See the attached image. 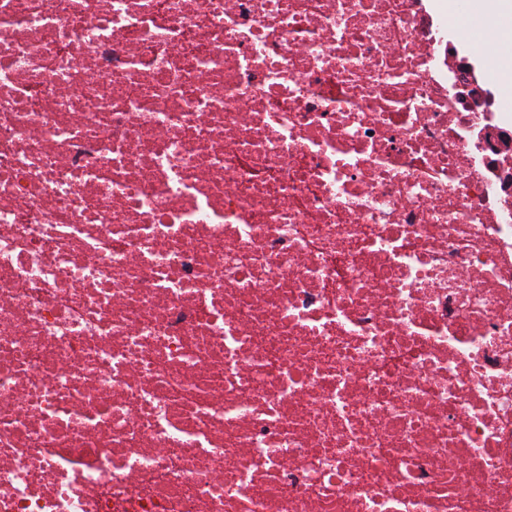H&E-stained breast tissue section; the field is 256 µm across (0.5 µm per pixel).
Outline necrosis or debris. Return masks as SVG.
Listing matches in <instances>:
<instances>
[{"instance_id":"1","label":"necrosis or debris","mask_w":512,"mask_h":512,"mask_svg":"<svg viewBox=\"0 0 512 512\" xmlns=\"http://www.w3.org/2000/svg\"><path fill=\"white\" fill-rule=\"evenodd\" d=\"M428 0H0V512H512V115Z\"/></svg>"}]
</instances>
